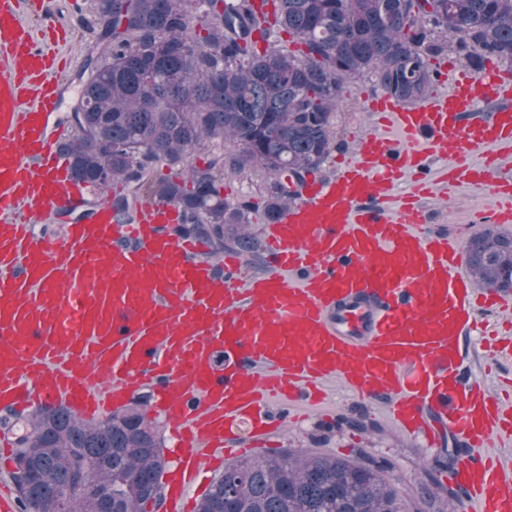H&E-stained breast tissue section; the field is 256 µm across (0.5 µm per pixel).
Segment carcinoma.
<instances>
[{"label": "carcinoma", "instance_id": "carcinoma-1", "mask_svg": "<svg viewBox=\"0 0 512 512\" xmlns=\"http://www.w3.org/2000/svg\"><path fill=\"white\" fill-rule=\"evenodd\" d=\"M97 52L79 74L72 140L61 146L77 178L112 210L136 217L144 199L176 204L181 235L210 255L258 257L252 217L267 223L299 198L335 142L344 81L372 73L413 104L457 53L473 70L512 64V0H92ZM208 152L203 168L194 156ZM172 178L158 186L154 168ZM269 174L260 197L224 196V172ZM485 288H512V234L492 227L465 246ZM146 397L91 422L56 406L21 426L16 458L24 512H144L166 461ZM388 465L285 449L224 467L198 512H422L385 476ZM91 484H83L85 471Z\"/></svg>", "mask_w": 512, "mask_h": 512}]
</instances>
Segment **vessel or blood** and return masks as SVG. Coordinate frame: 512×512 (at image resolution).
I'll list each match as a JSON object with an SVG mask.
<instances>
[{
    "label": "vessel or blood",
    "instance_id": "b4317fda",
    "mask_svg": "<svg viewBox=\"0 0 512 512\" xmlns=\"http://www.w3.org/2000/svg\"><path fill=\"white\" fill-rule=\"evenodd\" d=\"M51 4L0 0V408L63 406L94 420L151 387V410L176 439L166 512H191L187 488L223 463L229 440L246 430L265 442L282 422L272 405L319 404L325 381L385 401L431 447L449 433L470 449L512 437V404L464 373L477 310L512 311V300L463 273L458 239L430 231L417 204L436 154L448 179L496 198L476 223L512 219V183L489 178L512 154V108L467 119L489 99L511 100V75L490 63L411 107L372 100L375 131L266 225L272 269L250 277L236 256L217 265L201 241L173 235L180 212L168 202H144L132 223L100 202L55 238L34 233L93 194L59 149L64 63ZM476 150L484 165L467 163ZM408 174L410 192L394 198ZM448 480L471 512H512L503 465L470 453Z\"/></svg>",
    "mask_w": 512,
    "mask_h": 512
}]
</instances>
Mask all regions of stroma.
Segmentation results:
<instances>
[{
	"mask_svg": "<svg viewBox=\"0 0 512 512\" xmlns=\"http://www.w3.org/2000/svg\"><path fill=\"white\" fill-rule=\"evenodd\" d=\"M55 14L67 27L69 38L63 49L74 59L72 68L61 81L66 88L65 99L57 122L65 124L77 102L80 87L78 74L95 45L99 28L91 0H54ZM380 89L371 75L363 74L346 79L343 98L335 119V146L323 163L319 174L331 176L340 156L353 152L359 141L374 130V115L367 108L369 98L379 95ZM445 165L442 158L431 157L426 177L434 183L433 193L424 202L430 229L447 231L467 242L474 235L470 218L480 208H492L495 198L483 188L438 182V172ZM472 376L483 380L489 390H497L505 380H512V361L493 363L489 360L480 331H473L466 342ZM325 405L306 416L285 421L265 444L262 453L270 456L281 449L305 451L319 448L343 458L357 455L389 463L388 475L409 497L416 498L421 484L428 478L445 481L448 469L457 452L451 446L432 448L418 436L404 433L388 415L383 403L363 401L347 392L339 382L327 384ZM350 415L370 424L369 432H353L339 425L340 417Z\"/></svg>",
	"mask_w": 512,
	"mask_h": 512,
	"instance_id": "obj_1",
	"label": "stroma"
}]
</instances>
